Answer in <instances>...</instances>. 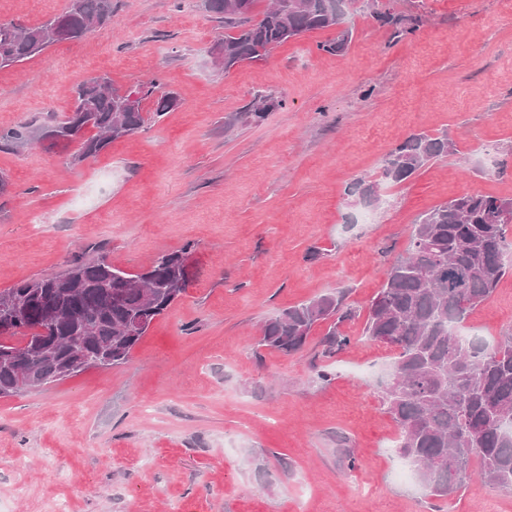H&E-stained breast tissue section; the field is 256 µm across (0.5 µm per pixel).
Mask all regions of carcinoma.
<instances>
[{
    "label": "carcinoma",
    "instance_id": "cac0c4a2",
    "mask_svg": "<svg viewBox=\"0 0 512 512\" xmlns=\"http://www.w3.org/2000/svg\"><path fill=\"white\" fill-rule=\"evenodd\" d=\"M257 0H205L206 9L224 17L227 71L262 60L275 47L304 33L338 29L321 45L344 53L351 33L340 29L358 0H272L255 24H247ZM381 21L400 37L419 18L380 9L366 0ZM112 19V0H80L74 38ZM50 21L33 26L0 22V68L37 55L32 35ZM85 113L50 117L47 128L76 146L72 161L94 158L113 141L144 127L143 106L126 109L108 77L79 86ZM140 101L152 102L153 116L175 110L179 100L153 78L140 84ZM31 124L0 128V148L31 141ZM445 135L420 132L392 150L381 164V178L401 183L448 156ZM512 199L465 193L422 213L412 224L405 252L384 270V282L368 304L364 335L396 350L383 388L386 411L399 429L397 450L431 495L444 499L465 489L473 477L501 491H512V330L489 348L455 333L465 318L490 300L500 281L512 273L505 261L512 243ZM195 245L159 254L136 273L113 265L107 256L76 261L59 274L22 281L4 292L22 307L19 318L3 316L0 328V396L32 389L83 372L126 363L149 330L183 294L176 284L194 276L185 262ZM357 317L336 295H323L284 310L264 322L259 344L286 354L299 351L313 328L327 324L324 353L344 351L351 337L341 325Z\"/></svg>",
    "mask_w": 512,
    "mask_h": 512
}]
</instances>
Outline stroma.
<instances>
[{"instance_id": "1", "label": "stroma", "mask_w": 512, "mask_h": 512, "mask_svg": "<svg viewBox=\"0 0 512 512\" xmlns=\"http://www.w3.org/2000/svg\"><path fill=\"white\" fill-rule=\"evenodd\" d=\"M422 16L394 37L370 11L230 71L212 64L222 18L193 0H112V23L0 68V128L69 111L77 85L159 78L180 104L71 164L38 142L0 149V291L104 251L130 272L195 245V275L125 364L0 398V512H512L470 482L448 499L394 481L398 431L381 401L394 349L345 322L322 354L260 345L288 307L345 292L366 310L416 217L465 193L512 191V12L506 0H379ZM68 0H0V22L37 24ZM274 101L265 119L251 115ZM456 153L401 184L379 165L415 133ZM378 182L365 207L347 190ZM512 328V274L462 330ZM330 372V379L318 376Z\"/></svg>"}]
</instances>
